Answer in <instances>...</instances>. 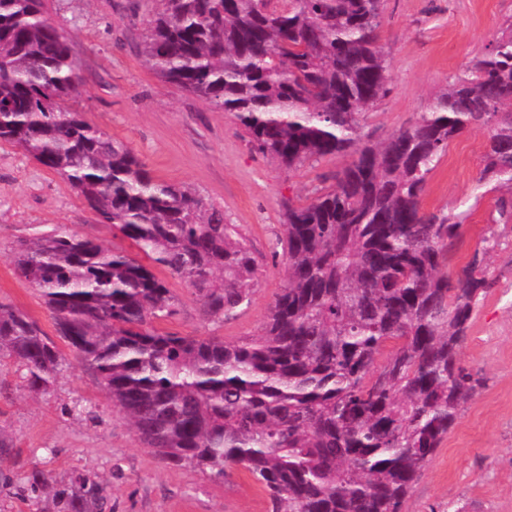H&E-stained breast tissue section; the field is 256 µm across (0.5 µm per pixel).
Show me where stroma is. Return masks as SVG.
<instances>
[{"mask_svg": "<svg viewBox=\"0 0 512 512\" xmlns=\"http://www.w3.org/2000/svg\"><path fill=\"white\" fill-rule=\"evenodd\" d=\"M154 0H44L50 21L67 38L82 83L67 104L112 138L126 143L154 178L188 186L224 212L255 261L248 306L226 320L204 318L191 288L159 270L180 305L163 330L219 336L233 342L261 334L274 297L286 283L277 241L282 205L308 200L332 184L352 154L331 155L286 170L253 147L230 113L163 82L140 53ZM512 21V0H384L382 45L390 91L360 123L374 142L412 125L472 58L487 51ZM488 142L474 130L448 146L431 173L427 209L466 213L464 235L448 262L456 274L481 245L497 193L478 183ZM61 227L134 253L130 241L98 219L61 177L19 148L0 143V303L54 334L51 312L15 270L20 240ZM491 288L473 312L463 362L484 384L459 412L455 429L422 468L404 512H512V227L489 260ZM49 393L28 390L21 368L0 355V512H57L51 495L31 501L33 470L67 481L77 475L107 482L112 512H271L268 493L241 468L224 481L189 465L167 466L138 439L93 373L69 347Z\"/></svg>", "mask_w": 512, "mask_h": 512, "instance_id": "1", "label": "stroma"}]
</instances>
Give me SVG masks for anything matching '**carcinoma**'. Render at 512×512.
Returning <instances> with one entry per match:
<instances>
[{
	"mask_svg": "<svg viewBox=\"0 0 512 512\" xmlns=\"http://www.w3.org/2000/svg\"><path fill=\"white\" fill-rule=\"evenodd\" d=\"M142 43L162 81L231 113L263 154L293 169L352 152L334 184L285 206L286 284L264 332L238 342L153 322L178 312L154 268L193 291L203 317L249 304L253 258L224 212L154 179L125 143L65 106L81 75L43 0H0V142L63 177L147 260L58 229L20 242L16 267L57 336L139 440L166 464L222 481L241 466L272 512H403L425 464L482 384L462 363L490 288L496 226L512 224V22L448 80L414 125L360 143V116L388 92L383 0H157ZM490 130L480 184L506 190L469 261L448 275L466 215L422 206L448 144ZM0 353L45 393L57 343L0 303ZM58 512H103L108 485L34 470Z\"/></svg>",
	"mask_w": 512,
	"mask_h": 512,
	"instance_id": "cac0c4a2",
	"label": "carcinoma"
}]
</instances>
